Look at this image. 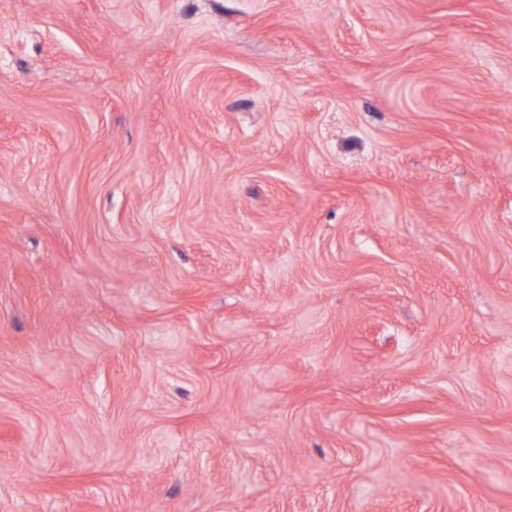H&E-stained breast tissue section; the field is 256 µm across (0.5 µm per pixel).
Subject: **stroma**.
<instances>
[{
	"instance_id": "1",
	"label": "stroma",
	"mask_w": 512,
	"mask_h": 512,
	"mask_svg": "<svg viewBox=\"0 0 512 512\" xmlns=\"http://www.w3.org/2000/svg\"><path fill=\"white\" fill-rule=\"evenodd\" d=\"M0 512H512V0H0Z\"/></svg>"
}]
</instances>
